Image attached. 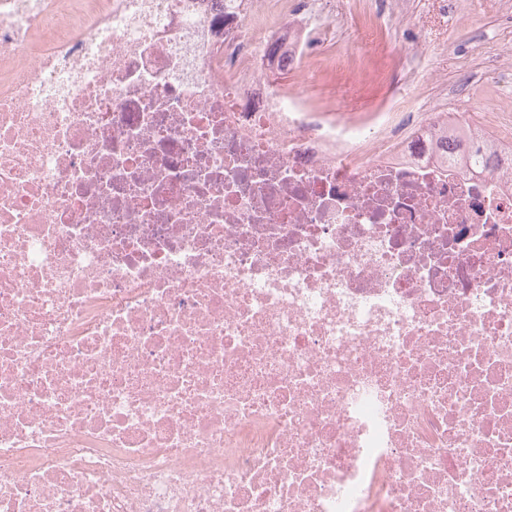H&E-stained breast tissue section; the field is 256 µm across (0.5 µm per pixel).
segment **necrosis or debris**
I'll return each mask as SVG.
<instances>
[{
    "instance_id": "necrosis-or-debris-1",
    "label": "necrosis or debris",
    "mask_w": 512,
    "mask_h": 512,
    "mask_svg": "<svg viewBox=\"0 0 512 512\" xmlns=\"http://www.w3.org/2000/svg\"><path fill=\"white\" fill-rule=\"evenodd\" d=\"M325 3L0 0V512H512V138ZM375 0H331L335 19L348 22L349 34L338 38L330 31L326 54L312 60L305 76L288 73L278 79L288 87L316 85V102L336 105L342 118L368 120L391 95L404 64L403 42L379 18ZM312 81V82H310Z\"/></svg>"
}]
</instances>
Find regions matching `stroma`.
Segmentation results:
<instances>
[{
  "label": "stroma",
  "mask_w": 512,
  "mask_h": 512,
  "mask_svg": "<svg viewBox=\"0 0 512 512\" xmlns=\"http://www.w3.org/2000/svg\"><path fill=\"white\" fill-rule=\"evenodd\" d=\"M335 18L347 21L346 37L328 33L326 52L312 60L308 75L287 74L285 85L314 83L322 104L344 118L369 119L391 95L404 64L402 43L379 17L375 0H330ZM421 33L428 71L408 90L409 105L442 106L464 99L472 122L491 112L512 113V86L495 75L512 60V0H408Z\"/></svg>",
  "instance_id": "35a3bbf8"
}]
</instances>
